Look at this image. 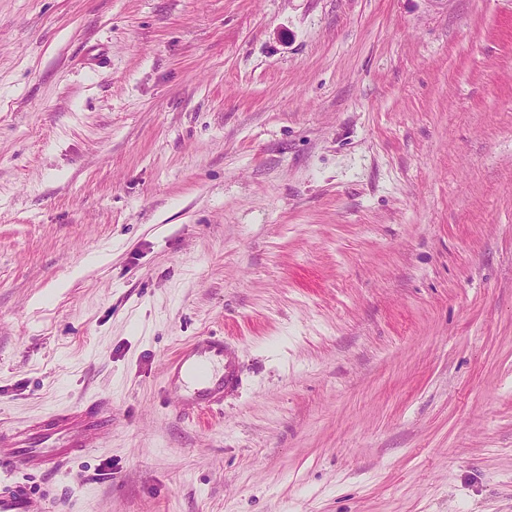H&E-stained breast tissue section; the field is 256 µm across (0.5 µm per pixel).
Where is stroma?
Returning a JSON list of instances; mask_svg holds the SVG:
<instances>
[{
	"label": "stroma",
	"instance_id": "obj_1",
	"mask_svg": "<svg viewBox=\"0 0 512 512\" xmlns=\"http://www.w3.org/2000/svg\"><path fill=\"white\" fill-rule=\"evenodd\" d=\"M96 399L34 512H512V0H0V428ZM241 383L236 345L207 334L194 337L169 361L164 394L175 416L189 418L199 411L222 410L224 399Z\"/></svg>",
	"mask_w": 512,
	"mask_h": 512
}]
</instances>
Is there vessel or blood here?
<instances>
[{"label":"vessel or blood","instance_id":"obj_1","mask_svg":"<svg viewBox=\"0 0 512 512\" xmlns=\"http://www.w3.org/2000/svg\"><path fill=\"white\" fill-rule=\"evenodd\" d=\"M242 383L235 344L216 335L194 337L169 361L164 394L175 416L223 409ZM112 426V409L102 401L53 412L23 429H0V512H33L29 484L18 471L53 474L74 455L91 448L92 433Z\"/></svg>","mask_w":512,"mask_h":512}]
</instances>
